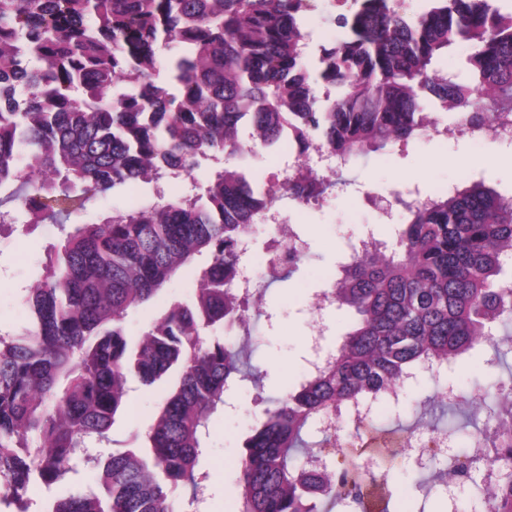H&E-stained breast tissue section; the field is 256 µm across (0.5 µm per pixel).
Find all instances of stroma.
I'll return each mask as SVG.
<instances>
[{"label":"stroma","instance_id":"35a3bbf8","mask_svg":"<svg viewBox=\"0 0 512 512\" xmlns=\"http://www.w3.org/2000/svg\"><path fill=\"white\" fill-rule=\"evenodd\" d=\"M216 168V163L205 162L192 176L177 183L163 180L116 188L108 196L89 200L84 212L66 217L65 222L70 226L97 223L113 209L137 201L151 202L161 193L169 196L199 192L209 184ZM470 171L479 174L486 185L512 190V144L492 139L476 144L462 137L445 140L420 137L406 149L372 152L350 162L339 175L331 176V186L320 205L290 212V224L308 242L307 254L290 277L269 285L264 304L251 315L260 338L251 364L264 375V390L260 393L265 398L276 396L299 380L301 360L309 352V339L320 325L309 307V299L346 251L349 234L368 227L387 241H394L395 228L401 223L403 212L394 209L392 219H383L378 199H392L394 191L414 185L424 190L438 184L451 185ZM13 216L16 232L0 233V336L4 337L18 333L27 322L29 311L24 297L36 277L45 247L59 240L51 224L21 233L19 227L25 224L26 216L18 209ZM511 370L512 352L497 365L492 363L489 353L479 352L460 359L448 369L447 376L450 385L466 392L473 382L484 383ZM436 390L432 380L419 375L407 386L398 404H374L372 417L378 423L413 421L414 407L433 397ZM260 393L251 388L239 390L230 396L228 407L212 418L200 459L201 469L209 473L208 488L204 497L194 503L187 492H178L180 512H238L232 467L243 434L265 409L263 401L256 399ZM162 397L163 391L158 387L132 388L127 415L110 430L108 441L78 449L74 470L65 482L51 487L39 483L30 486L28 497L34 512H46L51 501L71 491H98L97 458L133 447L134 434L156 414ZM404 457L405 472L388 476L395 488L391 512H434L436 499L450 495L467 498V489L443 485L435 486L431 497H424L415 478L429 459L413 448L406 449Z\"/></svg>","mask_w":512,"mask_h":512}]
</instances>
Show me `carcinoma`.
Wrapping results in <instances>:
<instances>
[{
  "label": "carcinoma",
  "mask_w": 512,
  "mask_h": 512,
  "mask_svg": "<svg viewBox=\"0 0 512 512\" xmlns=\"http://www.w3.org/2000/svg\"><path fill=\"white\" fill-rule=\"evenodd\" d=\"M354 2L321 46L318 78L337 89L322 112L302 0H0V206L56 223L119 185L179 179L224 156L203 194L115 209L48 249L26 326L0 336V503L28 512L30 484L61 481L76 449L105 441L132 383L166 385L141 446L107 458L100 492L59 497L45 512H180L177 489L204 494L199 460L224 393L262 387L247 363V311L266 285L245 297L234 288L238 241L256 218L238 165L242 125L268 148L303 124L344 165L407 147L434 120L430 95L457 121L512 113V11L431 0L406 18L390 0ZM452 48L467 51L478 96L440 67ZM306 184L322 182L313 172L272 181L270 199L302 198ZM403 213L395 243L352 258L336 279V303L354 315L341 344L251 425L239 512H391L388 480L362 472L348 450L329 471L321 449L336 447L330 423L344 409L421 372L441 387L430 433L469 443L453 458L469 508L512 512V374L474 388L469 401L486 413L474 432L445 376L484 346L505 357L495 337L512 335V192L470 180ZM198 257L207 266L192 298H166ZM149 304L157 314L133 341L124 319ZM412 429L369 424L372 463L398 468Z\"/></svg>",
  "instance_id": "cac0c4a2"
}]
</instances>
